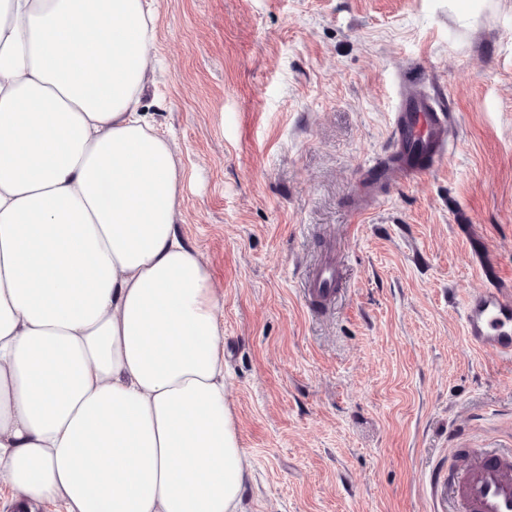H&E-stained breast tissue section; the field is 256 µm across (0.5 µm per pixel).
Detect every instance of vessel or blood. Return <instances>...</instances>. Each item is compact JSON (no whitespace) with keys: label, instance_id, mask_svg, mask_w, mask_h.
<instances>
[{"label":"vessel or blood","instance_id":"obj_1","mask_svg":"<svg viewBox=\"0 0 512 512\" xmlns=\"http://www.w3.org/2000/svg\"><path fill=\"white\" fill-rule=\"evenodd\" d=\"M449 120L444 96L412 94L391 126L393 151L399 157L393 179L410 183L441 166L448 156ZM478 269L490 284L464 301L465 339L476 351L512 360V278H503L485 259ZM338 277L333 257L325 256L308 279L309 297L330 298ZM443 487L451 492L456 512H512V448L462 449L449 465Z\"/></svg>","mask_w":512,"mask_h":512}]
</instances>
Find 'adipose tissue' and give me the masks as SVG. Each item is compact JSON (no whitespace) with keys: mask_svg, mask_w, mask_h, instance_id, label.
<instances>
[{"mask_svg":"<svg viewBox=\"0 0 512 512\" xmlns=\"http://www.w3.org/2000/svg\"><path fill=\"white\" fill-rule=\"evenodd\" d=\"M148 0H0V486L63 512H242L211 276L142 110Z\"/></svg>","mask_w":512,"mask_h":512,"instance_id":"ef3b65f1","label":"adipose tissue"}]
</instances>
